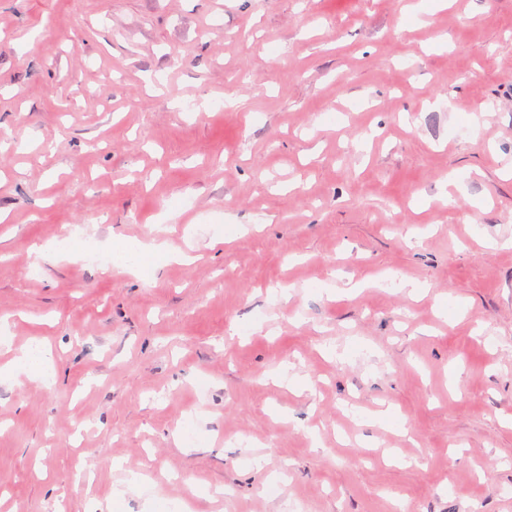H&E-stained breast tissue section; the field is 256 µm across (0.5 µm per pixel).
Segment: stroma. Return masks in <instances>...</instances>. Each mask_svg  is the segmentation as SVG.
I'll return each instance as SVG.
<instances>
[{
  "instance_id": "35a3bbf8",
  "label": "stroma",
  "mask_w": 512,
  "mask_h": 512,
  "mask_svg": "<svg viewBox=\"0 0 512 512\" xmlns=\"http://www.w3.org/2000/svg\"><path fill=\"white\" fill-rule=\"evenodd\" d=\"M509 239L512 0H0V512H512ZM181 258V252L166 243L115 238L110 246V268L118 273H136L144 268L155 271ZM54 369L50 351L40 344L21 351L7 365L0 367V376H18L24 374L29 378H39Z\"/></svg>"
}]
</instances>
